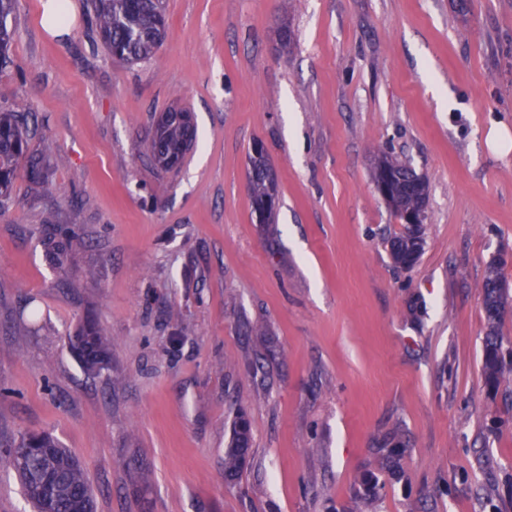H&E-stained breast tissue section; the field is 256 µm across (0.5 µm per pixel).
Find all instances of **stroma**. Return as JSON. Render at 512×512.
Instances as JSON below:
<instances>
[{"instance_id": "35a3bbf8", "label": "stroma", "mask_w": 512, "mask_h": 512, "mask_svg": "<svg viewBox=\"0 0 512 512\" xmlns=\"http://www.w3.org/2000/svg\"><path fill=\"white\" fill-rule=\"evenodd\" d=\"M72 2L53 38L17 0L0 72L55 184L18 176L0 209V512H33L5 454L32 432L80 460L96 512H512V383H485L481 290L493 263L512 288V152L486 146L512 127V0H167L133 63ZM173 107L196 143L164 172L136 144ZM383 153L427 181L409 268ZM85 319L111 347L96 374L68 346ZM241 410L252 459L230 486ZM264 147L258 143L253 149V158H260L254 166V176L251 180V195L253 204L256 210L259 212L257 218L261 224H265L270 220L271 214L262 216L264 214L261 210L262 201L266 196H273L275 191V184L268 163L264 159ZM261 213V214H260ZM423 238H415L408 228H405L390 241V253L396 264L412 266L423 249Z\"/></svg>"}]
</instances>
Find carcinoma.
Instances as JSON below:
<instances>
[{
  "instance_id": "cac0c4a2",
  "label": "carcinoma",
  "mask_w": 512,
  "mask_h": 512,
  "mask_svg": "<svg viewBox=\"0 0 512 512\" xmlns=\"http://www.w3.org/2000/svg\"><path fill=\"white\" fill-rule=\"evenodd\" d=\"M15 0H0V66L3 65L14 32L10 17ZM97 33L109 54L119 60L134 62L154 53L162 44L166 30V0H92ZM28 104L14 102L0 112V207L11 199L13 184L21 173L48 193L55 185L48 175L43 158L30 148L28 139ZM193 124L176 119L167 111L156 121L151 138L138 146L140 153L151 157L165 168L177 166L195 146ZM392 177L390 212L398 219L409 210L425 209L426 182L410 166L389 157ZM275 184L265 159L254 166L251 195L255 210H261L265 197L274 194ZM424 241L404 229L390 241L395 263L413 265L420 256ZM503 278L491 268L482 284V310L488 333L483 348V368L489 387L495 389L506 381L498 325L504 314L507 296L499 284ZM73 352L90 372L105 368L110 346L99 326L93 321L79 324L68 338ZM251 450L249 421L240 415L233 423L224 452V477L237 481L248 465ZM13 468L19 474L23 493L35 512H94L92 488L75 456L49 434L24 436L6 450Z\"/></svg>"
}]
</instances>
